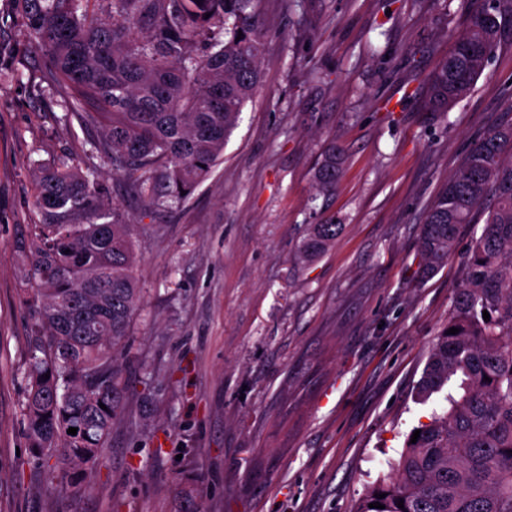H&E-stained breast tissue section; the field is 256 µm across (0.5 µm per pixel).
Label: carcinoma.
<instances>
[{"label": "carcinoma", "instance_id": "1", "mask_svg": "<svg viewBox=\"0 0 512 512\" xmlns=\"http://www.w3.org/2000/svg\"><path fill=\"white\" fill-rule=\"evenodd\" d=\"M253 2L17 0L30 43L52 80L69 89L64 117L101 129L90 154L112 159L120 178V201L111 203L96 168L40 166L39 223L20 244L32 259L24 430L52 493L82 492L121 412L122 355L140 305L129 209L165 211L187 200L260 83L264 35L247 21ZM509 16L512 0H484L462 31L448 35L452 47L427 78L426 111L446 118L473 92ZM87 104L101 111H83ZM509 150L512 123L487 130L426 208L425 277L454 255L460 227L493 196L417 386L419 401L441 396L447 406L419 426L417 442L406 437L395 475L367 488L351 512H512ZM340 165L333 145L318 163L319 193L336 186ZM339 229L312 225L301 259L326 252ZM452 327L459 332L448 333ZM71 427L77 434L67 433ZM376 501L385 508H369Z\"/></svg>", "mask_w": 512, "mask_h": 512}]
</instances>
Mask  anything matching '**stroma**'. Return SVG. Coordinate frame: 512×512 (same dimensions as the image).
Returning <instances> with one entry per match:
<instances>
[{
	"label": "stroma",
	"mask_w": 512,
	"mask_h": 512,
	"mask_svg": "<svg viewBox=\"0 0 512 512\" xmlns=\"http://www.w3.org/2000/svg\"><path fill=\"white\" fill-rule=\"evenodd\" d=\"M482 0H256L260 85L210 175L178 208L136 212L141 304L122 414L78 498L50 493L24 434L30 261L39 164L89 153L99 128L65 119L15 0H0V512H350L390 476L433 402L416 384L448 323L462 256L421 278L425 209L488 128L512 123L507 30L448 119L427 77ZM336 188L315 171L329 146ZM339 224L311 263V225ZM341 159V153L336 150L334 145L323 154L315 176L316 188L319 193L327 195L336 186Z\"/></svg>",
	"instance_id": "stroma-1"
}]
</instances>
